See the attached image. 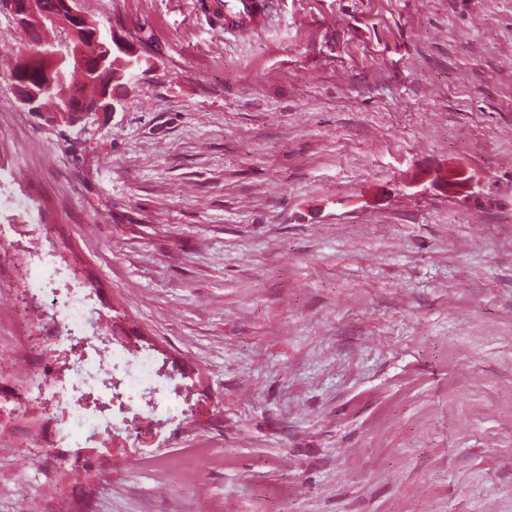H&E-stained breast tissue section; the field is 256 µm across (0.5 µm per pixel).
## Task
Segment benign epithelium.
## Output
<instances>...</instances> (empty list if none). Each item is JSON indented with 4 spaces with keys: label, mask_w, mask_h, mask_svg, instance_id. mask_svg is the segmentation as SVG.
<instances>
[{
    "label": "benign epithelium",
    "mask_w": 512,
    "mask_h": 512,
    "mask_svg": "<svg viewBox=\"0 0 512 512\" xmlns=\"http://www.w3.org/2000/svg\"><path fill=\"white\" fill-rule=\"evenodd\" d=\"M0 11L9 13L18 26L28 31L32 43L41 47V51L35 54L26 51L12 58L15 71L13 86L20 105L52 124L74 125L90 118L92 113L79 109L73 97L45 102L41 90L25 81L24 74L38 66L64 79L62 65L81 62L84 45L90 39L97 42L101 50V67L112 58L114 52L130 55L132 51L114 38L90 27L74 7V0H58L50 11L44 9L41 0H0ZM51 28L67 34V52L56 49L54 41L49 37Z\"/></svg>",
    "instance_id": "7a95c632"
}]
</instances>
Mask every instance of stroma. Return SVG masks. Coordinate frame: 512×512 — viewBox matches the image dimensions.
Instances as JSON below:
<instances>
[{"label":"stroma","instance_id":"stroma-1","mask_svg":"<svg viewBox=\"0 0 512 512\" xmlns=\"http://www.w3.org/2000/svg\"><path fill=\"white\" fill-rule=\"evenodd\" d=\"M76 0L141 64L73 126L25 112L0 13V358L29 256L201 378L92 474L0 420V512H512V0ZM465 170L469 192L444 175ZM264 0H225L224 32L234 28H254L256 20L265 14Z\"/></svg>","mask_w":512,"mask_h":512}]
</instances>
